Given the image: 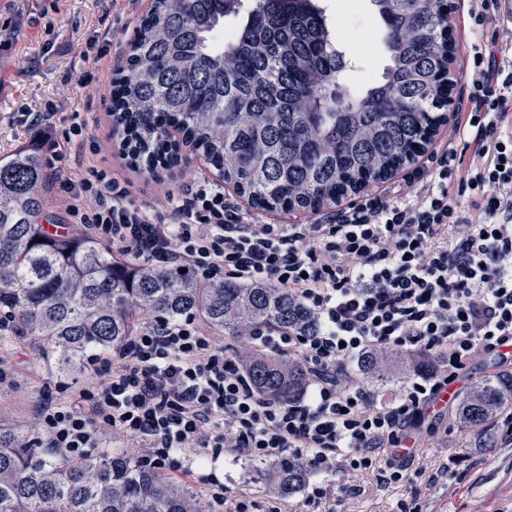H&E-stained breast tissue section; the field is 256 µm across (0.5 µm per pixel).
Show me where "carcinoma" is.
<instances>
[{
  "label": "carcinoma",
  "instance_id": "carcinoma-1",
  "mask_svg": "<svg viewBox=\"0 0 512 512\" xmlns=\"http://www.w3.org/2000/svg\"><path fill=\"white\" fill-rule=\"evenodd\" d=\"M372 2L391 64L352 93L317 0H255L245 25L222 42L213 33L242 0H151L112 81V123L131 162L148 172L170 162L173 129L254 207L310 214L390 179L448 122L455 42L443 0ZM52 185L40 150L23 146L0 158V310L47 364L78 369L88 352L121 350L142 320L156 317L199 318L235 337L259 324L315 327L286 288L145 267L83 235L49 233ZM242 360L269 398L295 400L307 388L309 373L293 359ZM436 366L434 357L399 352H371L359 364L377 391ZM510 406L512 371H502L474 383L454 415L487 446L485 423ZM24 440L0 427V512H205L191 488L121 449L69 458ZM255 474L284 498L309 480L292 460Z\"/></svg>",
  "mask_w": 512,
  "mask_h": 512
}]
</instances>
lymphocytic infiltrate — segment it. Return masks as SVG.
<instances>
[{"label": "lymphocytic infiltrate", "mask_w": 512, "mask_h": 512, "mask_svg": "<svg viewBox=\"0 0 512 512\" xmlns=\"http://www.w3.org/2000/svg\"><path fill=\"white\" fill-rule=\"evenodd\" d=\"M466 102L426 165L386 195L313 224H255L206 180L168 196L170 219L135 206L118 179H72L55 169L62 230L109 244L135 263L189 265L207 278L270 283L311 311L309 332L258 326L247 348L302 363L297 400L259 395L241 360L192 318L151 320L124 349L89 355L95 381L74 397H46L41 447L86 456L109 432L139 448L147 467L178 471L199 460H299L307 506L329 501L339 477L375 472L391 485L437 443L440 393L473 366L512 368V40L475 52ZM438 360L393 392L371 390L355 366L367 352ZM210 512L256 505L204 475Z\"/></svg>", "instance_id": "obj_1"}]
</instances>
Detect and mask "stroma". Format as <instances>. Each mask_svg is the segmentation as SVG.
I'll return each mask as SVG.
<instances>
[{
    "instance_id": "obj_1",
    "label": "stroma",
    "mask_w": 512,
    "mask_h": 512,
    "mask_svg": "<svg viewBox=\"0 0 512 512\" xmlns=\"http://www.w3.org/2000/svg\"><path fill=\"white\" fill-rule=\"evenodd\" d=\"M352 2L351 8L340 11L337 0H320L338 49L354 59L353 68L345 72L346 84L359 92L381 78L390 53L372 0ZM150 5V0H0V37L10 42L9 50L0 52V157L28 143L24 124L28 114L55 113L57 135L62 138L76 112L85 129L70 138L60 162L72 178L105 171L126 182L135 205L161 216L166 210L157 201L167 191L183 188L196 176L218 181L216 170L190 154L183 157V169L153 179L123 158L112 133L111 92L102 79L124 65L136 23ZM451 20L459 40L454 92L462 97L464 62L470 50L489 53L503 26L491 8L486 9L484 22H477L470 0H459ZM0 368L14 379L12 388L0 390V424L23 430L35 426V410L46 388L59 381L80 385L90 381L84 370L50 373L37 351L14 332L0 334ZM490 436V447H478L472 434L449 420L448 432L437 447L414 460L407 482L382 485L366 473L355 479L359 494H348L342 484H335L331 504L336 512H399L403 501L416 505L418 512H512V438L497 429ZM447 458L454 470L448 484L431 485L417 477V470H432ZM257 466L247 457L206 464L218 478L262 501L268 487L257 480Z\"/></svg>"
}]
</instances>
